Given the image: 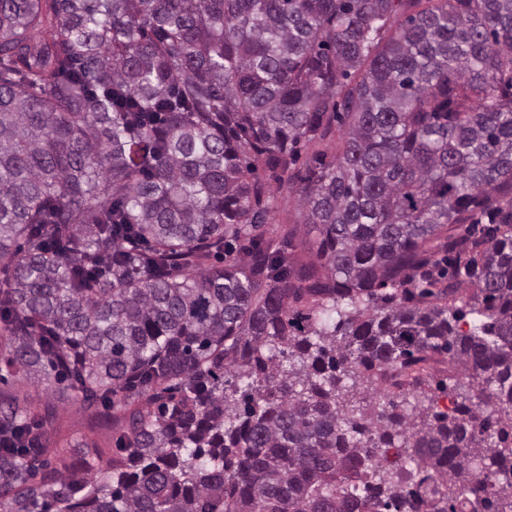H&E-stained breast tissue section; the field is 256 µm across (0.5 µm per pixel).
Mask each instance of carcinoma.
<instances>
[{
  "label": "carcinoma",
  "instance_id": "1",
  "mask_svg": "<svg viewBox=\"0 0 512 512\" xmlns=\"http://www.w3.org/2000/svg\"><path fill=\"white\" fill-rule=\"evenodd\" d=\"M336 133L296 267L261 173ZM0 269V375L119 430L53 463L51 413L0 393V512H404L429 482L512 512V0H0ZM427 352L476 395L349 398Z\"/></svg>",
  "mask_w": 512,
  "mask_h": 512
}]
</instances>
